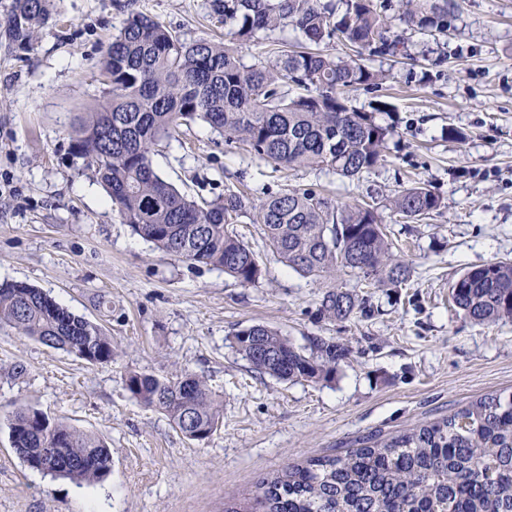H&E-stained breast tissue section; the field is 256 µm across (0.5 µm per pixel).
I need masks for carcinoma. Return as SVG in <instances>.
<instances>
[{"label":"carcinoma","instance_id":"carcinoma-1","mask_svg":"<svg viewBox=\"0 0 512 512\" xmlns=\"http://www.w3.org/2000/svg\"><path fill=\"white\" fill-rule=\"evenodd\" d=\"M50 0H13L3 33L26 49L49 16ZM455 0H402L400 23L445 35ZM210 14L234 22L229 41L187 40L137 10L128 16L102 62L103 101L73 122L70 153L107 191L122 220L167 254L224 271L240 284L262 275L256 253L234 225L252 215L272 254L301 276L345 274L395 287L408 269L393 250L374 210L342 206L311 188L287 190L253 203L230 187L197 202L153 169L154 148L183 125L206 123L224 141L273 168L327 169L358 179L382 161L395 130L371 111L348 104L345 93L379 88L385 75L364 60L405 53L392 18L374 0H209ZM291 29L305 51L277 48L273 64L246 66L237 47ZM349 43L356 57L319 49ZM293 83L303 93L288 96ZM409 220H422L442 201L426 184L390 199ZM452 302L477 323L512 319V261L469 269L452 283ZM372 312L369 299L336 284L318 308L320 320L344 321ZM61 349L90 365L112 362V337L23 282H0V330ZM251 367L282 380H327L348 350L315 337L309 350L281 331L253 325L234 336ZM131 396L162 413L185 438L203 441L218 428L222 407L206 381L184 372L171 378L126 377ZM9 437L29 468L78 484H100L112 472V452L94 434L50 420L32 408L9 418ZM241 512H512V394L485 395L447 417L397 435L368 437L341 456L310 458L265 479Z\"/></svg>","mask_w":512,"mask_h":512}]
</instances>
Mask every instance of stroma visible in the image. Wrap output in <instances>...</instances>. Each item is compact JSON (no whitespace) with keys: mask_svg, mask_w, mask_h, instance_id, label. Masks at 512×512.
<instances>
[{"mask_svg":"<svg viewBox=\"0 0 512 512\" xmlns=\"http://www.w3.org/2000/svg\"><path fill=\"white\" fill-rule=\"evenodd\" d=\"M124 2L51 0L24 54L0 38V280L43 290L104 326L114 345L111 363L93 366L0 331V512H226L287 464L342 455L369 436L512 393V320L478 324L449 300L465 270L512 259V0H457L447 35L405 29L407 57L370 58L387 79L382 90L351 92V103L382 105L377 120L396 133L360 179L272 169L202 123L156 147V172L198 199L228 186L257 202L318 187L346 204L369 203L393 231L409 278L398 288L349 281L375 314L342 322L316 319L328 281L279 262L251 217L236 230L263 274L243 286L136 235L71 156L72 118L101 96L103 50L123 24ZM136 8L189 40L230 31L207 0H136ZM415 180L442 199L420 221L389 206ZM257 324L302 347L330 338L348 354L326 381L263 375L233 344ZM133 371L204 378L223 403L217 431L184 438L131 396ZM18 406L104 439L108 479L88 487L28 468L9 439Z\"/></svg>","mask_w":512,"mask_h":512,"instance_id":"obj_1","label":"stroma"}]
</instances>
